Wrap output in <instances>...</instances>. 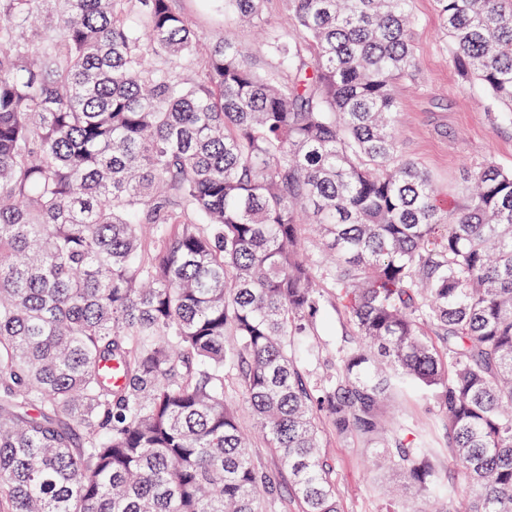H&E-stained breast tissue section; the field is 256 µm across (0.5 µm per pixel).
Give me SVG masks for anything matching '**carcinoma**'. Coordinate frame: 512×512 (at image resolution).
<instances>
[{
  "label": "carcinoma",
  "mask_w": 512,
  "mask_h": 512,
  "mask_svg": "<svg viewBox=\"0 0 512 512\" xmlns=\"http://www.w3.org/2000/svg\"><path fill=\"white\" fill-rule=\"evenodd\" d=\"M435 3L460 79L512 113V0ZM288 13L263 74L179 0H0V512H267L231 357L301 512H340L322 417L434 489L385 415L408 390L476 491L444 512H512V169L449 205L402 154L411 0ZM326 284L358 341L310 380Z\"/></svg>",
  "instance_id": "obj_1"
}]
</instances>
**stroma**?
<instances>
[{
	"label": "stroma",
	"mask_w": 512,
	"mask_h": 512,
	"mask_svg": "<svg viewBox=\"0 0 512 512\" xmlns=\"http://www.w3.org/2000/svg\"><path fill=\"white\" fill-rule=\"evenodd\" d=\"M201 39L230 30L255 47L257 68L274 70L276 62L257 47L255 29L242 25L236 16L217 7L213 0H180ZM415 25L412 43L419 63L416 80L399 82L397 128L400 149L433 179L441 197L460 201L467 169L484 158L512 168V116L498 111L478 82L461 83L450 64L451 44L441 33L434 0H413ZM330 328L302 340L299 367L306 377L332 373L336 353L351 346L355 337L346 315L328 304ZM224 403L233 408L249 438V456L272 476L277 495L268 512H299L293 501L288 473L268 448L250 408L237 364L224 367ZM395 422L410 432L425 435L436 450L439 480L455 499L468 497L472 487L448 455L445 411L435 398L418 392L396 397L392 406ZM323 454L335 470L336 494L342 512H388L387 491L399 480L397 471H376L371 455L352 437L337 435L328 422H321Z\"/></svg>",
	"instance_id": "35a3bbf8"
}]
</instances>
